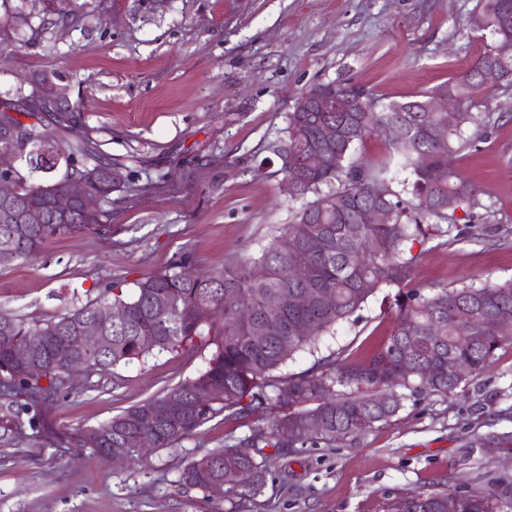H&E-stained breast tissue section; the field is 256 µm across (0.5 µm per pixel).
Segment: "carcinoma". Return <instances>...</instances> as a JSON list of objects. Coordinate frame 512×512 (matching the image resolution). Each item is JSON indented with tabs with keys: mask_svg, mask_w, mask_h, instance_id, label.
Segmentation results:
<instances>
[{
	"mask_svg": "<svg viewBox=\"0 0 512 512\" xmlns=\"http://www.w3.org/2000/svg\"><path fill=\"white\" fill-rule=\"evenodd\" d=\"M512 14V0H480L468 19L471 31L485 38L480 58L462 74L431 91L405 102L384 103L370 91L348 82L320 84L339 105H354L353 112L288 113L285 138L273 147L274 155L288 148L289 162L302 177L297 199L302 201L289 223L256 256L232 259L220 271L176 270L145 277L127 294L114 282L97 300L45 320H28L0 314V326L20 343H36L45 356L37 375L8 374L9 385L32 395L57 391V355L54 336H72L77 323L104 304L126 311L123 323L109 330L112 346L84 361L83 370L117 366L143 360L153 353L204 344L213 347L207 367L162 394L134 404L104 423L112 428V447H124V431L131 421L146 423L150 412L172 395L190 400L201 384L214 388V400L188 416L177 414L158 436V448H168L193 435L219 414L247 417L271 401L281 409L271 426L255 428L245 439L259 456L246 457L236 446L211 451L186 463L179 484L197 490L212 502H233L246 507L266 483L274 455L308 441L334 447L367 434L401 407L402 387L412 392L449 394L469 378L478 376L496 351L512 344V281H486L479 287L442 288L423 294L409 287L416 256L414 242L439 237L455 241L488 235L482 202L485 190L452 164V155L477 147L493 124L490 92L511 87L501 81L504 59L512 66V26L506 28L502 11ZM447 91L459 102V122L448 128L447 142L434 145L425 133L429 126L444 125L448 116L427 111L431 95ZM59 125L71 134L65 149L62 175L39 184L17 177L16 199L25 207L49 210V200L67 190L71 182H84L86 191L100 201L111 200L123 182H108L107 170L115 167L79 129L61 105ZM31 123L0 112V121L18 131L12 140H0V151L24 154L32 170L45 173L38 149L44 124L39 113L28 112ZM387 125L399 135L391 139L388 156L369 164L356 153L358 145ZM473 128L470 135L465 130ZM407 172L410 178H400ZM455 206L448 207V201ZM383 205L386 224H365L363 214ZM101 211L74 208L66 219H51L20 229L0 223V250L8 248L17 260L34 258L43 245L58 235L82 229H99ZM261 264L267 277L258 281L253 266ZM383 288L397 289L392 330L383 344L361 362H348L342 352L314 360L305 371L279 375L295 353L316 350L320 337L334 332L362 310L368 299ZM312 290L323 298L310 305L288 303L269 309L268 296L286 291ZM236 296L232 303L224 295ZM305 323L310 332L300 336L295 325ZM152 336L150 346L141 337ZM467 367L465 376L448 373V363ZM47 384H42V381ZM251 471L255 479L240 485L236 475ZM221 478L224 494L206 491L207 481ZM456 498L457 512H512V481L491 480L482 486L424 490L389 505V512H448V497Z\"/></svg>",
	"mask_w": 512,
	"mask_h": 512,
	"instance_id": "carcinoma-1",
	"label": "carcinoma"
}]
</instances>
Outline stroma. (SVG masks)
Wrapping results in <instances>:
<instances>
[{
  "mask_svg": "<svg viewBox=\"0 0 512 512\" xmlns=\"http://www.w3.org/2000/svg\"><path fill=\"white\" fill-rule=\"evenodd\" d=\"M479 0H0V101L30 111L20 79L53 76L84 131L131 183L102 208L107 231L47 241L0 267V310L48 319L185 261L207 271L257 255L298 201L270 147L295 98L348 81L382 102L407 101L468 70L484 42L463 26ZM485 143L454 163L485 189L493 241L414 244L412 287L512 280V88L492 98ZM394 313L371 297L318 353L358 360L387 339ZM205 347L179 348L81 375L58 372L37 398L0 386V512H234L178 484L193 457L267 426L274 408L216 417L142 464L113 462L84 434L191 379ZM512 481V345L478 378L444 394L405 393L396 416L351 443L281 450L250 512H385L395 498L443 486Z\"/></svg>",
  "mask_w": 512,
  "mask_h": 512,
  "instance_id": "stroma-1",
  "label": "stroma"
}]
</instances>
